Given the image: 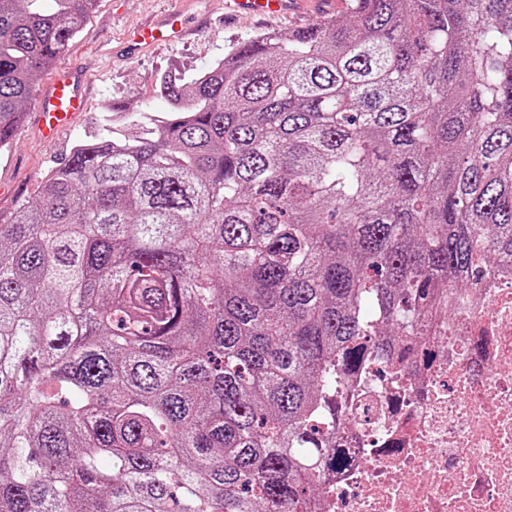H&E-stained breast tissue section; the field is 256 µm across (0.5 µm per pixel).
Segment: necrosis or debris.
Segmentation results:
<instances>
[{
  "mask_svg": "<svg viewBox=\"0 0 512 512\" xmlns=\"http://www.w3.org/2000/svg\"><path fill=\"white\" fill-rule=\"evenodd\" d=\"M459 294L337 388L313 512H512V263Z\"/></svg>",
  "mask_w": 512,
  "mask_h": 512,
  "instance_id": "1",
  "label": "necrosis or debris"
}]
</instances>
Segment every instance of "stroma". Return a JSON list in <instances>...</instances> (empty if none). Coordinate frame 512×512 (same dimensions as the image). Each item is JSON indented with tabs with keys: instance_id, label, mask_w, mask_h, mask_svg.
<instances>
[{
	"instance_id": "stroma-1",
	"label": "stroma",
	"mask_w": 512,
	"mask_h": 512,
	"mask_svg": "<svg viewBox=\"0 0 512 512\" xmlns=\"http://www.w3.org/2000/svg\"><path fill=\"white\" fill-rule=\"evenodd\" d=\"M348 3L334 0L326 11L319 0H307L298 13L259 20L233 16L227 0H184L192 16L187 36L179 43L152 48L131 60L123 52L128 34L157 18L167 0H99L67 50L39 80L44 87L53 73L69 68L86 71L88 109L54 141L47 142L37 127L36 106L28 104L13 144L0 151V225L10 223L22 203L37 198L44 178L78 140L103 133V118L109 106L164 115L166 105L155 95L162 74L195 75L238 41L272 31L287 34L327 15L346 17Z\"/></svg>"
}]
</instances>
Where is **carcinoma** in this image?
<instances>
[{"mask_svg":"<svg viewBox=\"0 0 512 512\" xmlns=\"http://www.w3.org/2000/svg\"><path fill=\"white\" fill-rule=\"evenodd\" d=\"M96 0H0V150ZM0 225V512H307L336 371L512 259V0H350L161 76Z\"/></svg>","mask_w":512,"mask_h":512,"instance_id":"obj_1","label":"carcinoma"}]
</instances>
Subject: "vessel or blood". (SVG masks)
I'll return each instance as SVG.
<instances>
[{"label": "vessel or blood", "mask_w": 512, "mask_h": 512, "mask_svg": "<svg viewBox=\"0 0 512 512\" xmlns=\"http://www.w3.org/2000/svg\"><path fill=\"white\" fill-rule=\"evenodd\" d=\"M238 13L265 16L291 12L300 0H233ZM190 24V17L181 8L168 10L152 24L134 30L128 38V53L135 56L144 49L161 43L180 40ZM87 77L78 69L58 72L45 91L36 98L39 125L46 136L69 125L75 116L85 111Z\"/></svg>", "instance_id": "vessel-or-blood-1"}]
</instances>
